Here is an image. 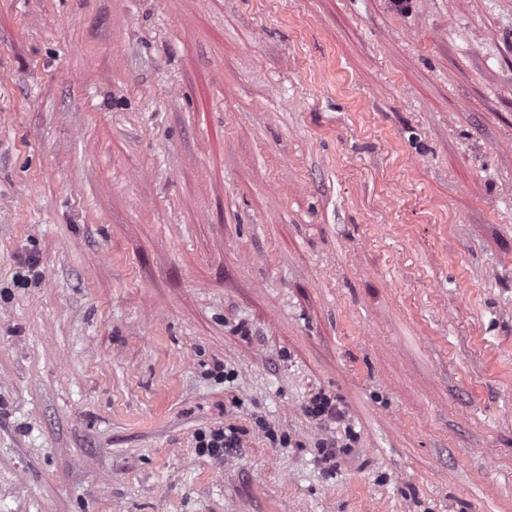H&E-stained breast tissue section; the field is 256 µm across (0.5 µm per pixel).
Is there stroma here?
I'll list each match as a JSON object with an SVG mask.
<instances>
[{
	"label": "stroma",
	"mask_w": 512,
	"mask_h": 512,
	"mask_svg": "<svg viewBox=\"0 0 512 512\" xmlns=\"http://www.w3.org/2000/svg\"><path fill=\"white\" fill-rule=\"evenodd\" d=\"M0 512H512V0H0ZM306 411L325 430L335 429L336 425H340L345 419L340 400L324 392H318L310 398ZM239 433V429L234 425L210 430L209 434L206 432L199 433L197 448L200 449L201 453L222 458L224 457V452H230L234 448L240 447Z\"/></svg>",
	"instance_id": "obj_1"
}]
</instances>
